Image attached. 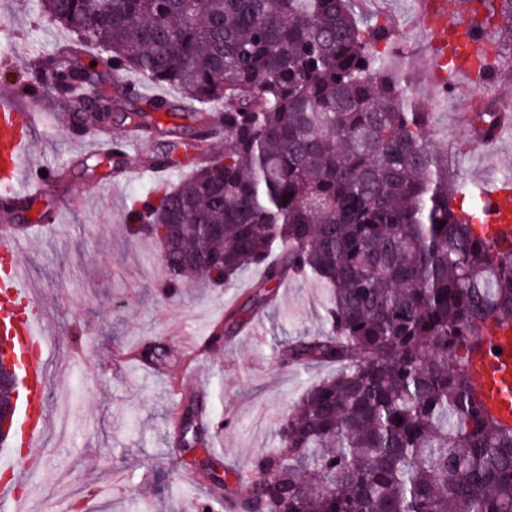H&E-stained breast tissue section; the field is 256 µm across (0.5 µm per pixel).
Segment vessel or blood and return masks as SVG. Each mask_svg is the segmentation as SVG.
Wrapping results in <instances>:
<instances>
[{
  "label": "vessel or blood",
  "mask_w": 512,
  "mask_h": 512,
  "mask_svg": "<svg viewBox=\"0 0 512 512\" xmlns=\"http://www.w3.org/2000/svg\"><path fill=\"white\" fill-rule=\"evenodd\" d=\"M423 27L438 38L440 60L462 53L464 48L487 42V32L470 28L464 16L448 13V0H427L421 15ZM39 95L0 96V196L41 198L45 177L27 163L28 147L42 113ZM487 220L512 238V194L495 187L483 190ZM25 237L0 241V332L9 339L17 362L23 392L17 400V451L0 461L5 479L0 482V512H27L24 500L14 491L15 481L32 478L46 467L44 455L36 451L50 427L46 402L49 385V355L46 314L34 289L26 280L17 256ZM469 371L485 410L502 424L512 425V331L493 333L476 346Z\"/></svg>",
  "instance_id": "vessel-or-blood-1"
}]
</instances>
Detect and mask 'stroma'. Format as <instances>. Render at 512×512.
Instances as JSON below:
<instances>
[{"mask_svg":"<svg viewBox=\"0 0 512 512\" xmlns=\"http://www.w3.org/2000/svg\"><path fill=\"white\" fill-rule=\"evenodd\" d=\"M353 9L386 25L390 42L401 46L393 70L428 113L430 141L447 152L456 180L474 188L512 178V136L485 145L467 127L474 113L512 102V68L502 67L492 88L446 93L428 70L418 0H354ZM0 23V62L9 69L0 77L1 96L13 92L23 63L71 34L48 22L37 0H0ZM110 152L108 136L75 135L50 117L32 142L30 165L65 172L68 182L61 190L46 187L35 210L17 221L29 227L23 272L52 330L46 402L53 412L67 405L70 420L66 434H54L42 448L46 475L16 492L29 498L30 512H197L208 480L191 466L190 454L173 448L176 412L198 399L211 421L228 419L212 448L234 471L247 472L254 456L277 448L280 420L310 383L336 368L284 365L273 348L325 331L328 290L313 278L288 279L239 333L216 338L225 310L247 305L261 268L246 269L228 288L161 291L158 245L125 230L127 209L157 176L135 166L114 185L81 163ZM154 340L169 352L160 370L134 357Z\"/></svg>","mask_w":512,"mask_h":512,"instance_id":"1","label":"stroma"}]
</instances>
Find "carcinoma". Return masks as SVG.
Instances as JSON below:
<instances>
[{"instance_id":"1","label":"carcinoma","mask_w":512,"mask_h":512,"mask_svg":"<svg viewBox=\"0 0 512 512\" xmlns=\"http://www.w3.org/2000/svg\"><path fill=\"white\" fill-rule=\"evenodd\" d=\"M482 16L512 40V0ZM78 36L27 62L16 89L42 86L57 118L106 127L85 88L110 71L135 75L111 110L168 149L152 169L181 164L126 215L129 235L160 246L168 287L199 276L231 286L263 268L252 301L267 304L290 276L328 285L329 329L280 345L282 364H334L278 427L279 447L254 457L248 489L210 455L190 405L173 444L209 453V502L222 512H512V427L483 408L468 350L512 330V245L485 223L478 191L456 185L448 154L429 142L427 113L389 74L380 25L350 0H39ZM69 56L87 57L64 69ZM478 72L499 59L477 55ZM148 85L195 109L183 126L132 107ZM224 132L229 148L211 151ZM472 133L498 134L480 112ZM115 164L131 161L123 134ZM444 226H439V223ZM402 422H397V419Z\"/></svg>"}]
</instances>
